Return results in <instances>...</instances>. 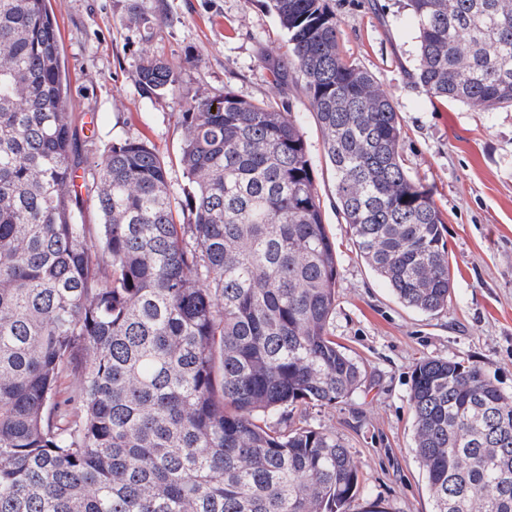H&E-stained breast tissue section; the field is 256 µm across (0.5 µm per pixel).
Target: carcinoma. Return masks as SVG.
Returning <instances> with one entry per match:
<instances>
[{
	"instance_id": "1",
	"label": "carcinoma",
	"mask_w": 512,
	"mask_h": 512,
	"mask_svg": "<svg viewBox=\"0 0 512 512\" xmlns=\"http://www.w3.org/2000/svg\"><path fill=\"white\" fill-rule=\"evenodd\" d=\"M406 7L411 82L512 109V0ZM268 8L288 36L273 74L300 80L357 256L403 306L444 308L445 221L405 167L398 104L329 0ZM60 41L48 0H0V512H387L359 501L335 433L293 421L364 379L329 330L339 260L297 116L196 95L178 196L148 139L77 137ZM180 72L146 54L136 84L178 100ZM410 405L433 512H512V395L428 359Z\"/></svg>"
}]
</instances>
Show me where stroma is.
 <instances>
[{"instance_id": "stroma-1", "label": "stroma", "mask_w": 512, "mask_h": 512, "mask_svg": "<svg viewBox=\"0 0 512 512\" xmlns=\"http://www.w3.org/2000/svg\"><path fill=\"white\" fill-rule=\"evenodd\" d=\"M49 2L76 125L99 114V143L148 137L168 165L173 191L185 184L179 165L185 100L230 89L296 113L339 258L330 331L365 374L351 397L307 409L303 419L334 432L349 449L363 499L381 502L387 512H433L413 441L416 363L474 364L512 395V112L441 103L411 82L417 31L404 0H331L344 51L398 104L405 166L444 216L453 291L447 306L424 314L399 304L357 256L336 210L335 179L308 100L294 78L278 82L272 74L286 37L266 0ZM136 13L153 18V29L128 26ZM146 52L182 64L181 101L141 95L135 77Z\"/></svg>"}]
</instances>
